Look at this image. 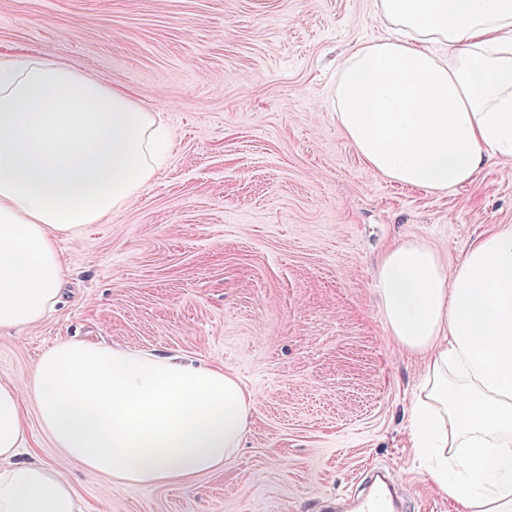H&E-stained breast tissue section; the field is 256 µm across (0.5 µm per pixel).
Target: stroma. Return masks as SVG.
Here are the masks:
<instances>
[{
	"label": "stroma",
	"mask_w": 512,
	"mask_h": 512,
	"mask_svg": "<svg viewBox=\"0 0 512 512\" xmlns=\"http://www.w3.org/2000/svg\"><path fill=\"white\" fill-rule=\"evenodd\" d=\"M373 0H0V57L39 52L170 131L165 165L104 224L59 247L72 269L43 320L0 331V383L63 341L224 367L254 400L219 470L113 485L58 448L35 407L22 460L57 467L82 512H329L385 471L404 512H455L406 436L423 358L390 337L376 293L387 245L446 265L512 224V159L443 193L369 169L332 104L351 48L385 35Z\"/></svg>",
	"instance_id": "35a3bbf8"
}]
</instances>
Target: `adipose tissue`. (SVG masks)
Listing matches in <instances>:
<instances>
[{
    "instance_id": "adipose-tissue-1",
    "label": "adipose tissue",
    "mask_w": 512,
    "mask_h": 512,
    "mask_svg": "<svg viewBox=\"0 0 512 512\" xmlns=\"http://www.w3.org/2000/svg\"><path fill=\"white\" fill-rule=\"evenodd\" d=\"M391 33L336 75L340 130L396 184L444 192L512 157V0H374ZM168 133L129 93L39 53L0 59V330L40 321L71 271L58 247L106 223L153 178ZM390 335L425 354L407 411L416 458L458 512H512V224L447 266L401 241L379 259ZM58 447L119 485L220 469L254 400L222 367L94 341L47 350L25 386L0 384V512H77L55 467L19 461L25 400Z\"/></svg>"
}]
</instances>
